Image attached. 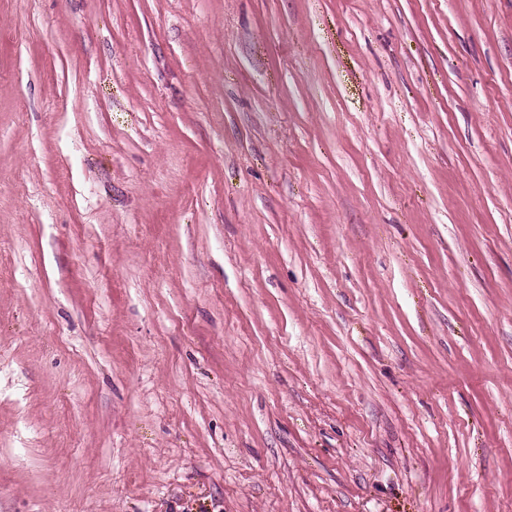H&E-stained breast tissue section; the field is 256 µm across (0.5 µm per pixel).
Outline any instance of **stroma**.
<instances>
[{
	"instance_id": "stroma-1",
	"label": "stroma",
	"mask_w": 512,
	"mask_h": 512,
	"mask_svg": "<svg viewBox=\"0 0 512 512\" xmlns=\"http://www.w3.org/2000/svg\"><path fill=\"white\" fill-rule=\"evenodd\" d=\"M0 512H512V0H0Z\"/></svg>"
}]
</instances>
